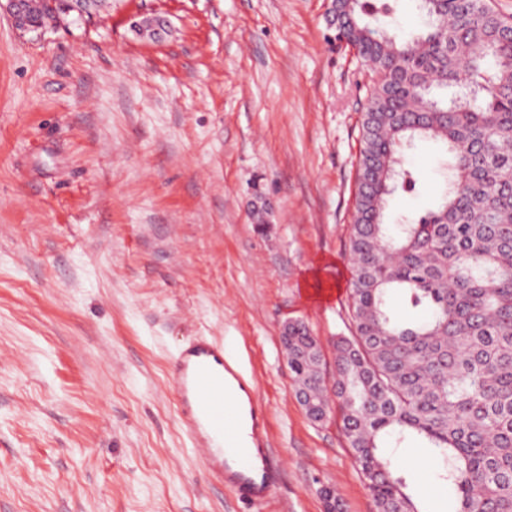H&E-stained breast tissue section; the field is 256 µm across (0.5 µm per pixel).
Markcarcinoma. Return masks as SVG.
Here are the masks:
<instances>
[{"label": "carcinoma", "instance_id": "1", "mask_svg": "<svg viewBox=\"0 0 512 512\" xmlns=\"http://www.w3.org/2000/svg\"><path fill=\"white\" fill-rule=\"evenodd\" d=\"M399 0H330L326 25L372 78L361 113L348 252L352 329L333 343L341 424L376 512H420L405 462L413 439L454 492L449 512H512V20L488 0H417L407 37L380 22ZM32 19L69 17L31 0ZM438 144L450 186L387 223L389 199L423 177L404 162ZM288 368L321 414L322 353L302 322Z\"/></svg>", "mask_w": 512, "mask_h": 512}]
</instances>
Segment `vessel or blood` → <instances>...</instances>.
<instances>
[{
    "label": "vessel or blood",
    "mask_w": 512,
    "mask_h": 512,
    "mask_svg": "<svg viewBox=\"0 0 512 512\" xmlns=\"http://www.w3.org/2000/svg\"><path fill=\"white\" fill-rule=\"evenodd\" d=\"M171 378L184 408L183 425L192 444L208 451V469L234 486L239 494L254 502L267 499L274 478L272 471L254 477L248 466L234 470L224 461V451L238 447L234 427L242 414H250L253 428L265 425L258 408L227 405L226 379L240 380L234 356L222 345L201 339L182 349L172 365Z\"/></svg>",
    "instance_id": "obj_1"
}]
</instances>
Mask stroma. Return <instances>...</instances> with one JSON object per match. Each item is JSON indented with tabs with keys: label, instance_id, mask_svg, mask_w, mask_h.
Returning a JSON list of instances; mask_svg holds the SVG:
<instances>
[{
	"label": "stroma",
	"instance_id": "35a3bbf8",
	"mask_svg": "<svg viewBox=\"0 0 512 512\" xmlns=\"http://www.w3.org/2000/svg\"><path fill=\"white\" fill-rule=\"evenodd\" d=\"M328 0H109L20 34L0 12V512H374L340 420L312 422L280 343L334 377L369 74ZM165 17L152 41L135 21ZM442 151L407 162L434 204ZM271 206L251 218L252 188ZM223 344L268 419L279 482L242 500L186 433L171 362Z\"/></svg>",
	"mask_w": 512,
	"mask_h": 512
}]
</instances>
